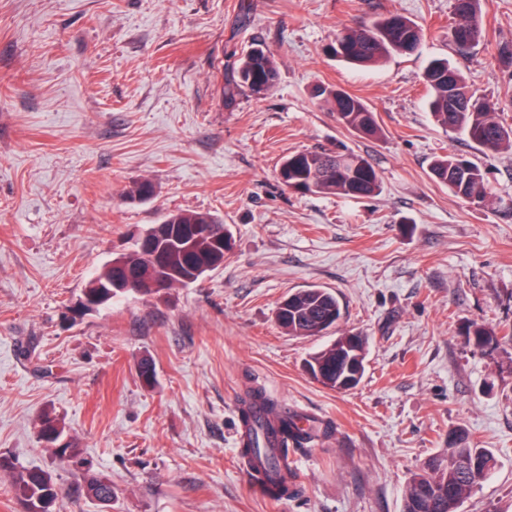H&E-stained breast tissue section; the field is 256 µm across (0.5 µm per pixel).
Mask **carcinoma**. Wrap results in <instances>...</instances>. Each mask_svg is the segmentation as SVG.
<instances>
[{
    "label": "carcinoma",
    "instance_id": "obj_1",
    "mask_svg": "<svg viewBox=\"0 0 512 512\" xmlns=\"http://www.w3.org/2000/svg\"><path fill=\"white\" fill-rule=\"evenodd\" d=\"M456 23L451 28V40L468 46L485 37L480 0H454ZM422 35L421 28L412 20L398 14L384 15L370 24L345 26L336 34L332 53L354 65H369L399 52L413 50ZM278 78V67L268 51L256 54L249 50L224 68L223 102L230 105L235 96L248 91L262 95L269 91ZM425 81L431 95L428 108L435 122L446 130L463 134L468 140L492 151L512 150V126L498 117L499 101L471 92L464 76L445 61L433 62L425 72ZM317 94L331 102L341 123L365 137L381 133L375 112L360 98L338 88H319ZM288 173L282 184L295 187L307 194L344 196L363 199L381 191L378 172L363 156L355 153L304 151L286 157ZM437 182L467 201L478 206L490 202L487 172L477 163L452 155L437 157L430 168ZM162 223L186 229L195 224H220L222 220L210 212H169ZM168 267L200 280L208 272L224 264V253H216L206 238L189 234L178 244H171L165 252ZM150 261L138 249L119 253L95 273L84 289V294L99 299V305L112 301L113 296L103 292L101 285L119 273L136 274L140 279L150 278ZM342 316L339 300L326 288H302L288 294L281 313L276 315L279 325L293 336H316L334 327ZM474 345L485 348L502 343L512 345V328L498 337L482 325L468 328ZM367 343L361 336L336 337L330 346L316 351L305 359L308 374L326 388L346 391L342 375L329 366L336 359L351 361L350 377L361 382L367 362ZM243 435L240 455L258 462L254 479L265 486L274 498L292 493L289 482L288 444L297 447L313 438L328 436L333 426H305L276 410L274 402L259 389L251 390L242 400L239 410ZM50 429L52 439H45L52 453L60 460L82 459L81 449L64 439L57 421L46 415L40 430ZM496 468V458L487 448H478L468 441L464 430L454 431L448 438V453L432 456L423 462L419 472L408 483L402 512H461L464 499L487 480ZM0 471L11 474V489L23 505L24 512H62V506L53 504L55 477L45 470L20 469L8 456L0 455ZM83 490L94 501L112 500V483L105 477L84 472Z\"/></svg>",
    "mask_w": 512,
    "mask_h": 512
}]
</instances>
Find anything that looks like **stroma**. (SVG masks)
Wrapping results in <instances>:
<instances>
[{
	"label": "stroma",
	"mask_w": 512,
	"mask_h": 512,
	"mask_svg": "<svg viewBox=\"0 0 512 512\" xmlns=\"http://www.w3.org/2000/svg\"><path fill=\"white\" fill-rule=\"evenodd\" d=\"M481 4L486 38L462 51L452 0H0V455L51 471L64 512L101 507L40 440L47 414L111 479V512H402L413 473L461 428L497 458L462 512H512V346L467 336L512 326V150L437 125L423 82L447 60L512 125V0ZM391 12L422 28L416 51L362 68L331 55L342 26ZM256 42L276 84L224 105L223 63ZM320 85L364 100L380 135L345 128ZM299 151L365 157L381 194L289 190L278 169ZM446 153L487 171L489 205L432 179ZM143 179L154 197L128 200ZM178 210L223 219V267L83 308L89 277ZM308 286L343 317L288 335L276 308ZM343 334L368 356L336 392L303 363ZM256 388L334 426L290 449L294 491L273 502L237 444ZM468 336H472L473 344L481 349L494 345V347L500 345V343H508L512 345V328L498 338L494 332H491L482 325L473 324L468 328Z\"/></svg>",
	"instance_id": "obj_1"
}]
</instances>
